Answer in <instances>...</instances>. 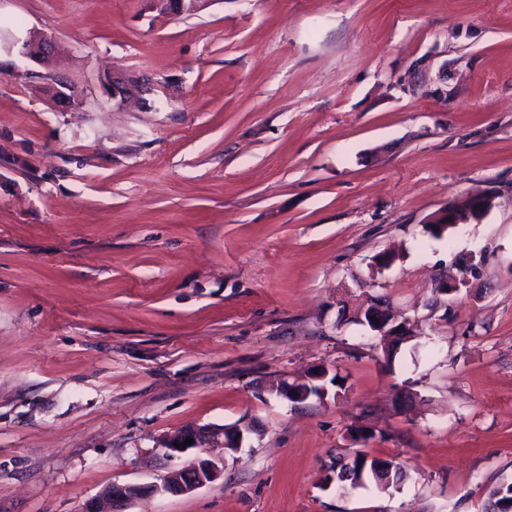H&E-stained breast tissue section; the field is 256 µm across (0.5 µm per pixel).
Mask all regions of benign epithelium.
I'll use <instances>...</instances> for the list:
<instances>
[{"instance_id": "benign-epithelium-1", "label": "benign epithelium", "mask_w": 512, "mask_h": 512, "mask_svg": "<svg viewBox=\"0 0 512 512\" xmlns=\"http://www.w3.org/2000/svg\"><path fill=\"white\" fill-rule=\"evenodd\" d=\"M208 0H155L157 8L173 14H195L202 10ZM17 49L18 53L31 61L46 67L56 60V43L54 40L40 32L29 31L21 37L12 38L8 49ZM108 94L120 100H127L135 95L145 94L146 89L131 79L117 77L104 78ZM53 100L59 106L72 109L79 105V90L72 84L59 83V87L52 90ZM374 317L378 322L372 325V331L384 335L388 327L396 324V318L382 303L370 302L358 307L355 318L365 322V317ZM192 440L185 446L183 442ZM215 440L214 432L205 428H187L179 434L168 438L163 447L172 457L194 452V456L187 463L177 469L169 471L159 482L150 484H112L101 491L100 494L88 499L81 512H126L127 505L134 499L152 495H185L194 490L215 482L221 475V470L209 458L203 455L201 449L211 447Z\"/></svg>"}]
</instances>
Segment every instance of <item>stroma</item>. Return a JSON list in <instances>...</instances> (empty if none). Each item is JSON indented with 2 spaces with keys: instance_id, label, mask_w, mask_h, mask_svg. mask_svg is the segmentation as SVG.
<instances>
[{
  "instance_id": "35a3bbf8",
  "label": "stroma",
  "mask_w": 512,
  "mask_h": 512,
  "mask_svg": "<svg viewBox=\"0 0 512 512\" xmlns=\"http://www.w3.org/2000/svg\"><path fill=\"white\" fill-rule=\"evenodd\" d=\"M29 29L61 54L0 53V512H80L241 422L217 481L129 512H485L512 483V0H0ZM377 298L411 328L390 358L351 315ZM319 369L337 397L267 391ZM356 449L401 487L324 485ZM209 0H155L160 10L173 14H195L202 10ZM103 82L107 87V92L112 97V99L116 98L118 94L120 96V101L128 100L135 95L142 96L146 91H148L137 81L131 79L108 76L104 78Z\"/></svg>"
}]
</instances>
